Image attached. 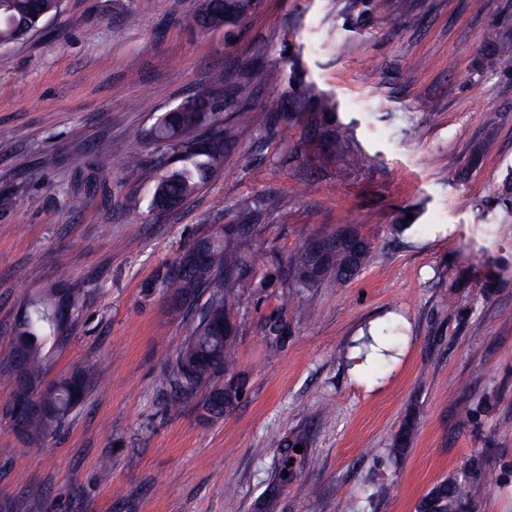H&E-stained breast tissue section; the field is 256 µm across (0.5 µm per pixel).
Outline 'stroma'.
<instances>
[{"mask_svg":"<svg viewBox=\"0 0 512 512\" xmlns=\"http://www.w3.org/2000/svg\"><path fill=\"white\" fill-rule=\"evenodd\" d=\"M197 4L61 0L0 47V190L16 197L0 213V362L28 300L64 280L78 304L42 350L44 376L96 375L34 441L15 429L0 373V508L415 512L478 454L490 474L477 512H512V216L479 208L512 172V72L481 64L489 31L512 35V0H257L221 29L196 24ZM223 72L252 84V121L202 191L154 211L168 154L148 131ZM309 88L333 102L362 165L331 159L290 112L268 122L269 95ZM288 151L299 161L282 164ZM133 152L142 165L125 167ZM267 194L280 206L259 252L285 259L318 230L359 224L373 259L306 295L309 319L281 312L280 288L248 294L241 396L211 419L201 397L181 403L157 383L205 303L173 301L160 278L239 196ZM407 213L412 226L394 231ZM280 314L273 353L265 324ZM367 335L382 351L359 368Z\"/></svg>","mask_w":512,"mask_h":512,"instance_id":"1","label":"stroma"}]
</instances>
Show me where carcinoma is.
Listing matches in <instances>:
<instances>
[{"label":"carcinoma","mask_w":512,"mask_h":512,"mask_svg":"<svg viewBox=\"0 0 512 512\" xmlns=\"http://www.w3.org/2000/svg\"><path fill=\"white\" fill-rule=\"evenodd\" d=\"M9 22L0 21V46L21 40L42 25L58 10L59 0H4ZM256 6L255 0H200L196 14L201 27L217 19L231 25L240 21ZM487 49L482 65L491 71H512V37L492 31L486 35ZM229 74L213 79L214 93L183 103L179 112L164 113L150 128L149 137L171 150V163L158 178L152 193L153 209H174L199 193L224 165V154L237 138L239 128L251 122L246 103L253 89L246 82L230 84ZM232 90L238 109L232 121L218 126L215 113L220 111V94ZM295 111L308 135L324 142L333 157L347 165H359L365 156L355 152L346 133L336 128L333 104L313 92L285 102L278 95L266 99L269 121H275L285 108ZM279 199L242 196L235 207L236 223L224 225L222 237H210L190 246L179 261L162 276V285L177 300H190L207 294L204 310L183 346L172 357L169 367L159 378L161 386L170 388L180 399L193 398L201 386H207L202 410L211 418H222L232 412L234 404L224 402L221 376L230 375L235 362L238 328L235 316L243 295L253 288H264L275 282L285 288L282 307H300L302 299L317 288H341L357 277L373 256L371 239L358 224H340L328 231H317L334 246L332 258L317 265L315 257L302 243L285 262L261 259L253 251V243L265 231L260 223L263 213L275 209ZM497 204L512 215V174L498 192ZM203 248L207 258L193 261L194 252ZM265 261L272 265L268 279L255 281L256 265ZM74 306L73 289L58 285L43 296L33 299L20 314L14 326V344L0 371L26 381L16 386L13 416L16 429L35 440L56 428L66 416L87 398L94 374L86 369L63 376L47 384L42 381L41 349L46 337L63 334L68 315L57 316L60 298ZM227 324L222 336L212 334L216 324ZM288 332L286 321L276 316L266 324L271 348L280 345ZM414 427L406 422L394 438L393 452L400 455L407 448ZM486 462L474 456L461 471L437 482L418 502L416 512H471L474 487L487 478Z\"/></svg>","instance_id":"obj_1"}]
</instances>
